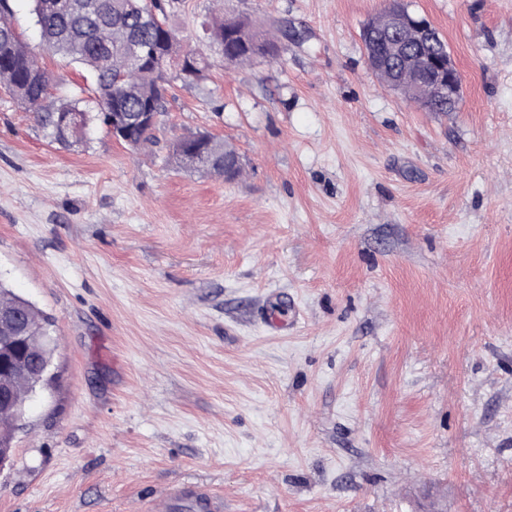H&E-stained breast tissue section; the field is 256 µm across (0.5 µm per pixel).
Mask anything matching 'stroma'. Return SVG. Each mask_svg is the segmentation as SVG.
Listing matches in <instances>:
<instances>
[{
    "label": "stroma",
    "mask_w": 512,
    "mask_h": 512,
    "mask_svg": "<svg viewBox=\"0 0 512 512\" xmlns=\"http://www.w3.org/2000/svg\"><path fill=\"white\" fill-rule=\"evenodd\" d=\"M446 40L458 111L368 69L386 0H176L153 143H49L0 91V280L54 319L0 512H512V0H407ZM275 18L279 58L225 64L201 24ZM53 74L94 108L93 78ZM209 132L235 180L177 167ZM287 321L268 328L269 315ZM195 150L197 170L207 171L227 180H234L242 169V161L236 150L224 143V139L210 133L183 137L173 146V158L183 164L189 151ZM162 499L161 507L154 509V512H172L175 509H186L189 512L224 511V499L201 487L172 486Z\"/></svg>",
    "instance_id": "stroma-1"
}]
</instances>
